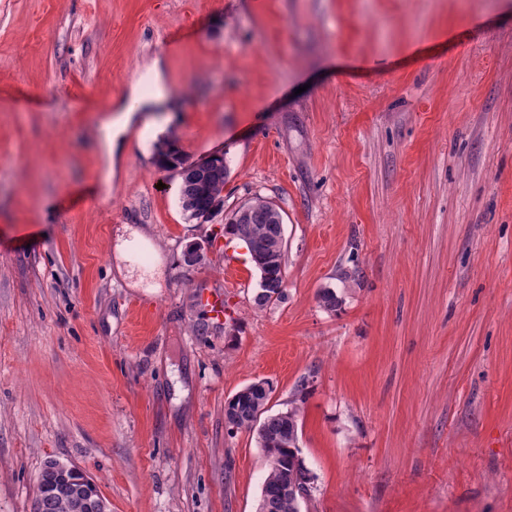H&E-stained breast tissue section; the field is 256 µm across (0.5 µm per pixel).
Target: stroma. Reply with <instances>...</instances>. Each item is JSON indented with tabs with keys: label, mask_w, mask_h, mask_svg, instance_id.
Segmentation results:
<instances>
[{
	"label": "stroma",
	"mask_w": 512,
	"mask_h": 512,
	"mask_svg": "<svg viewBox=\"0 0 512 512\" xmlns=\"http://www.w3.org/2000/svg\"><path fill=\"white\" fill-rule=\"evenodd\" d=\"M157 58L180 109L107 163ZM167 139L280 209L282 301L188 219ZM304 378L301 512H512V0H0V512L51 458L110 512H257L224 404Z\"/></svg>",
	"instance_id": "35a3bbf8"
}]
</instances>
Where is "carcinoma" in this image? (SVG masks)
I'll use <instances>...</instances> for the list:
<instances>
[{
  "instance_id": "carcinoma-1",
  "label": "carcinoma",
  "mask_w": 512,
  "mask_h": 512,
  "mask_svg": "<svg viewBox=\"0 0 512 512\" xmlns=\"http://www.w3.org/2000/svg\"><path fill=\"white\" fill-rule=\"evenodd\" d=\"M157 163L175 168L174 160L183 155L172 141L156 147ZM229 175L226 161L204 165L194 173L192 187L182 206L188 219L206 218L215 199L224 198V184ZM224 235L242 241L260 273L255 303L264 307L284 299L283 264L286 242L283 216L262 204L248 201L231 211L224 224ZM273 384L264 379L252 382L234 394L224 405V419L228 429L244 430L257 435V443L268 461V471L261 492L260 512H300L303 502L300 492L312 491V476L301 456V402L305 400L306 386L300 384L291 407L277 413L270 412L269 402ZM95 504L79 480L66 482L54 463H44L37 480L31 512H94Z\"/></svg>"
}]
</instances>
